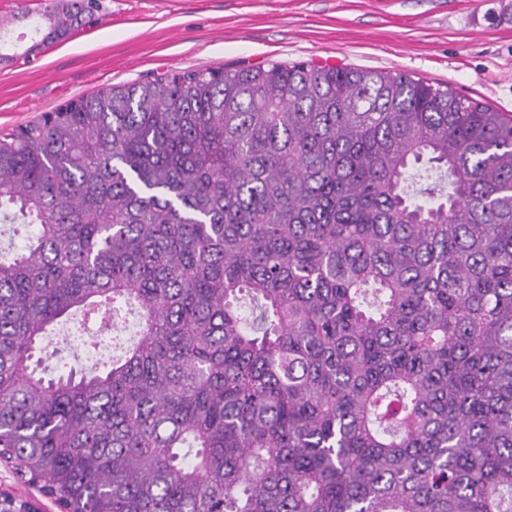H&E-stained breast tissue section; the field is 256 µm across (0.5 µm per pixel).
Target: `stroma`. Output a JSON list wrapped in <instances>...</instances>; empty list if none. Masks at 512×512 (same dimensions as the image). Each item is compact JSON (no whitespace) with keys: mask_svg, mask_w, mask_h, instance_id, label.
I'll use <instances>...</instances> for the list:
<instances>
[{"mask_svg":"<svg viewBox=\"0 0 512 512\" xmlns=\"http://www.w3.org/2000/svg\"><path fill=\"white\" fill-rule=\"evenodd\" d=\"M54 0H0V35L25 45L23 12ZM90 23L39 55L0 61V132L67 102L164 72L306 63L403 72L512 113V0H99ZM81 316L51 327L42 354L49 376L121 356L74 350ZM60 512L12 464L0 461V507Z\"/></svg>","mask_w":512,"mask_h":512,"instance_id":"stroma-1","label":"stroma"}]
</instances>
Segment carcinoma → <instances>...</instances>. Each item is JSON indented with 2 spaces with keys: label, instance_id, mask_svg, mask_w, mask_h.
<instances>
[{
  "label": "carcinoma",
  "instance_id": "obj_1",
  "mask_svg": "<svg viewBox=\"0 0 512 512\" xmlns=\"http://www.w3.org/2000/svg\"><path fill=\"white\" fill-rule=\"evenodd\" d=\"M99 0L32 20L54 44ZM0 453L65 512H512V114L168 73L0 135ZM137 339L39 372L76 312Z\"/></svg>",
  "mask_w": 512,
  "mask_h": 512
}]
</instances>
